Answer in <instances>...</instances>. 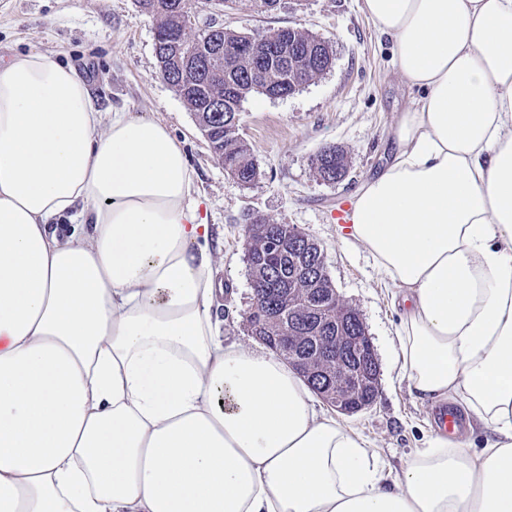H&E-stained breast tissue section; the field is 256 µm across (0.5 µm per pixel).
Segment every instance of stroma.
<instances>
[{
	"mask_svg": "<svg viewBox=\"0 0 512 512\" xmlns=\"http://www.w3.org/2000/svg\"><path fill=\"white\" fill-rule=\"evenodd\" d=\"M194 32L216 24L242 33L293 27L328 41L329 70L293 95L253 93L242 103L239 135L260 176L235 183L215 163L195 117L160 76L155 21L135 0H0V57L52 52L83 73L100 107L159 120L180 141L197 187L223 293L224 339L253 344L245 316L254 296L243 246L248 214L292 224L316 240L337 291L360 312L380 365L379 395L369 409L338 420L363 437L392 472L437 434L439 401L410 393L399 358L400 299L363 248L343 240L334 213L391 158L393 130L412 94L398 79L392 43L364 13L362 0H279L260 11L254 0H195ZM334 146L348 169L336 183L319 179L312 161Z\"/></svg>",
	"mask_w": 512,
	"mask_h": 512,
	"instance_id": "1",
	"label": "stroma"
}]
</instances>
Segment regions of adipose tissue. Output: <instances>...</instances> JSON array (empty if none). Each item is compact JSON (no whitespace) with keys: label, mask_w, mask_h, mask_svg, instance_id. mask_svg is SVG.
<instances>
[{"label":"adipose tissue","mask_w":512,"mask_h":512,"mask_svg":"<svg viewBox=\"0 0 512 512\" xmlns=\"http://www.w3.org/2000/svg\"><path fill=\"white\" fill-rule=\"evenodd\" d=\"M415 92L348 235L399 288L417 397L388 479L270 349L225 342L169 128L55 54L0 60V512H512V0H363Z\"/></svg>","instance_id":"adipose-tissue-1"}]
</instances>
